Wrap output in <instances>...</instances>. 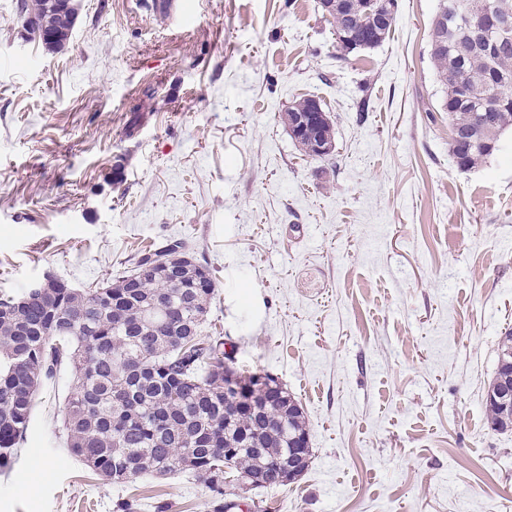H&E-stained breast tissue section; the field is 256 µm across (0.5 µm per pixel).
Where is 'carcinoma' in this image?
Instances as JSON below:
<instances>
[{
    "label": "carcinoma",
    "mask_w": 512,
    "mask_h": 512,
    "mask_svg": "<svg viewBox=\"0 0 512 512\" xmlns=\"http://www.w3.org/2000/svg\"><path fill=\"white\" fill-rule=\"evenodd\" d=\"M493 19L512 11V0H473ZM382 0H339L332 18L349 39L343 55L372 49L390 33L380 23ZM51 51L65 45L72 27L51 13L28 21ZM447 46L430 48L451 128L498 145L512 130V27L472 42L454 27ZM456 166L469 170L494 153L463 151L450 143ZM180 239L143 250L132 270L95 288L48 278L41 288L0 295V468L12 462L25 434L42 381L66 363L75 385L64 427L71 453L109 485L144 473L188 471L211 493L212 512H224L229 478L254 473L279 478V464L295 451L311 458L310 432L298 401L282 398L260 416L234 406L224 390L223 342L200 336L215 296ZM173 266L184 271L176 278ZM512 385V331L499 338L495 375L486 390L488 423L503 426L496 391ZM235 452L224 457V449Z\"/></svg>",
    "instance_id": "cac0c4a2"
}]
</instances>
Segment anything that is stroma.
I'll return each mask as SVG.
<instances>
[{"instance_id": "35a3bbf8", "label": "stroma", "mask_w": 512, "mask_h": 512, "mask_svg": "<svg viewBox=\"0 0 512 512\" xmlns=\"http://www.w3.org/2000/svg\"><path fill=\"white\" fill-rule=\"evenodd\" d=\"M62 50L0 0V295L50 273L93 288L183 239L216 296L206 335L302 407L309 468L228 488L243 512H512V431L484 396L512 330V131L469 170L450 153L429 55L441 0H397L349 56L319 0H76ZM322 104L335 151L284 125ZM123 179L113 182L114 168ZM69 367L41 384L0 512H209L176 472L106 484L71 455Z\"/></svg>"}]
</instances>
